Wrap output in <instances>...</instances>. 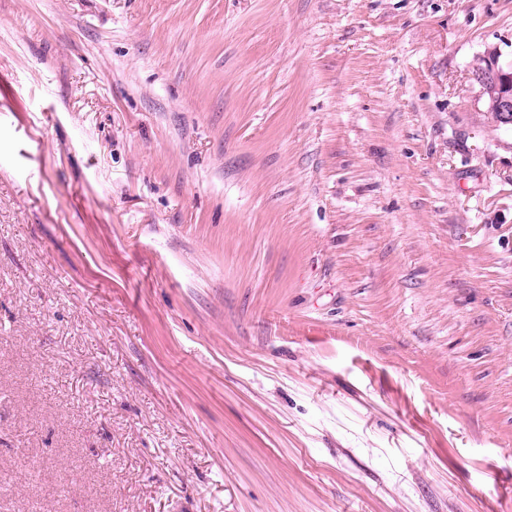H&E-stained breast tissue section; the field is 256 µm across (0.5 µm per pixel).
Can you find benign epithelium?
<instances>
[{"instance_id":"1","label":"benign epithelium","mask_w":512,"mask_h":512,"mask_svg":"<svg viewBox=\"0 0 512 512\" xmlns=\"http://www.w3.org/2000/svg\"><path fill=\"white\" fill-rule=\"evenodd\" d=\"M471 79L480 89L485 112L495 116V126L512 129V59L489 47L471 68Z\"/></svg>"}]
</instances>
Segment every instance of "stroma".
I'll return each instance as SVG.
<instances>
[{
    "label": "stroma",
    "instance_id": "stroma-1",
    "mask_svg": "<svg viewBox=\"0 0 512 512\" xmlns=\"http://www.w3.org/2000/svg\"><path fill=\"white\" fill-rule=\"evenodd\" d=\"M512 0H0V512H512ZM496 47H489L471 68V79L480 89L485 111L495 116V126L512 129V59H501Z\"/></svg>",
    "mask_w": 512,
    "mask_h": 512
}]
</instances>
